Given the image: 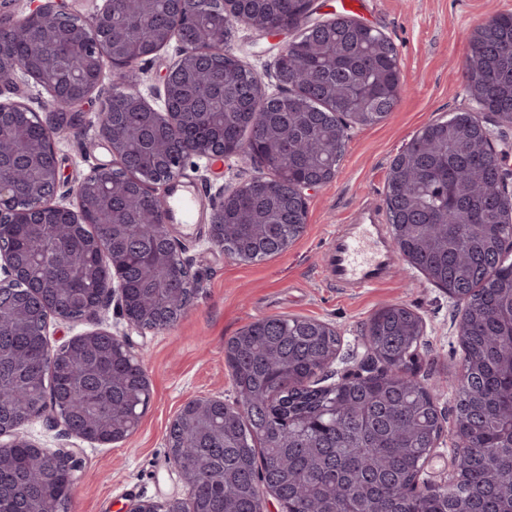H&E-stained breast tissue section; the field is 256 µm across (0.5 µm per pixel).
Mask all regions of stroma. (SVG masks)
I'll list each match as a JSON object with an SVG mask.
<instances>
[{
	"mask_svg": "<svg viewBox=\"0 0 512 512\" xmlns=\"http://www.w3.org/2000/svg\"><path fill=\"white\" fill-rule=\"evenodd\" d=\"M313 6L316 18H330L332 11L342 9L392 40L404 87L398 104L380 123L350 130L335 178L307 194L302 235L283 254L268 260L239 261L207 238L217 191L260 175L262 165L248 157L213 164L191 158L178 182L199 192L207 208L192 229L179 226L175 234L177 252L195 273L198 292L172 327H128L115 299L77 324L51 320L49 331L56 345L100 328L127 334L133 349L145 353L151 391L138 427L113 445L66 436L63 424L51 420L25 427V435L47 450L80 449L82 477L70 512H124L137 500L187 499L169 459V427L189 400L220 394L225 402H235L224 342L262 318H309L335 328L341 343L329 372L337 380L363 358V326L369 317L384 305L405 304L424 323L419 376L428 384H443L438 403L444 411L455 404L450 384L463 357L458 340L460 304L400 258L387 281L358 292L339 290L325 269L324 257L336 230L355 212L370 205L385 214L390 161L405 143L425 123L471 107L464 70L468 37L494 14L512 12V0H314ZM280 47L277 39L240 24L228 40L230 52L272 87L277 84ZM179 55L180 45L173 40L141 61L137 86L151 104L160 105L163 77ZM101 103V97L92 96L84 105L88 126L56 141L61 191L73 190L94 167L112 159L93 126Z\"/></svg>",
	"mask_w": 512,
	"mask_h": 512,
	"instance_id": "stroma-1",
	"label": "stroma"
}]
</instances>
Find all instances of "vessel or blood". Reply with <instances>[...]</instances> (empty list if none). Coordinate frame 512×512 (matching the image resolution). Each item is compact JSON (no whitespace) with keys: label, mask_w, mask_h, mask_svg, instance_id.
I'll return each instance as SVG.
<instances>
[{"label":"vessel or blood","mask_w":512,"mask_h":512,"mask_svg":"<svg viewBox=\"0 0 512 512\" xmlns=\"http://www.w3.org/2000/svg\"><path fill=\"white\" fill-rule=\"evenodd\" d=\"M199 204L197 195L181 194L170 198L166 208L179 212L185 223H192ZM391 246L383 225L377 224L374 209L354 216L336 233L330 247L327 268L337 287L349 292L370 288L393 271Z\"/></svg>","instance_id":"obj_1"}]
</instances>
